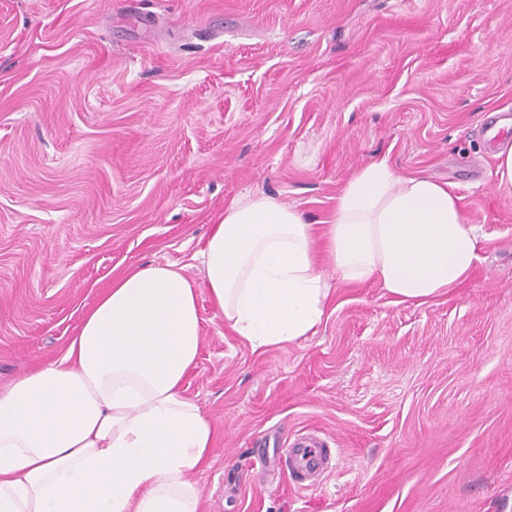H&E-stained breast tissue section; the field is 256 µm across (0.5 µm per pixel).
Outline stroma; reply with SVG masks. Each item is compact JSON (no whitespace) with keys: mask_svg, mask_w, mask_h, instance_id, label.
<instances>
[{"mask_svg":"<svg viewBox=\"0 0 512 512\" xmlns=\"http://www.w3.org/2000/svg\"><path fill=\"white\" fill-rule=\"evenodd\" d=\"M512 0H0V388L60 358L112 280L203 279L225 209L327 223L387 156L460 195L479 260L423 305L342 286L316 335L253 349L198 294L184 382L214 430L202 512H512ZM331 448L322 481L276 452ZM262 455L266 465L252 467ZM278 458L284 474L300 488L313 485L332 460L331 448H323L320 443L305 437L290 444L289 448H280Z\"/></svg>","mask_w":512,"mask_h":512,"instance_id":"stroma-1","label":"stroma"}]
</instances>
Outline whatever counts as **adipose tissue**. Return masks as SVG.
Here are the masks:
<instances>
[{
  "label": "adipose tissue",
  "instance_id": "1",
  "mask_svg": "<svg viewBox=\"0 0 512 512\" xmlns=\"http://www.w3.org/2000/svg\"><path fill=\"white\" fill-rule=\"evenodd\" d=\"M479 240L458 195L385 156L347 181L320 231L273 197L239 199L200 253L203 283L172 263L130 270L60 359L0 389V512H199L188 475L214 433L182 392L199 352L198 286L236 335L269 348L314 335L340 284L434 300L469 277Z\"/></svg>",
  "mask_w": 512,
  "mask_h": 512
}]
</instances>
